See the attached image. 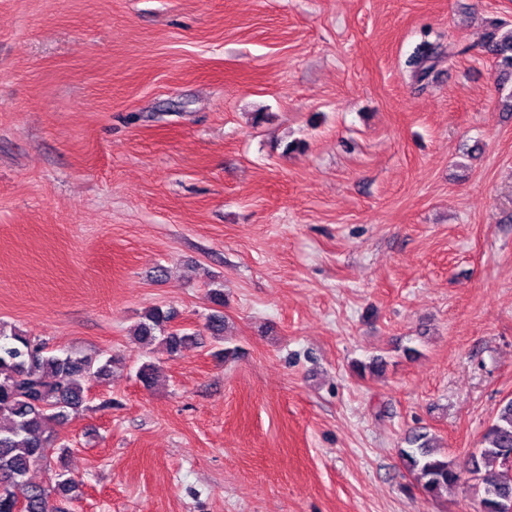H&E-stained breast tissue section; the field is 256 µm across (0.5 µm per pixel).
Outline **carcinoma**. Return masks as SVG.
Listing matches in <instances>:
<instances>
[{"mask_svg":"<svg viewBox=\"0 0 512 512\" xmlns=\"http://www.w3.org/2000/svg\"><path fill=\"white\" fill-rule=\"evenodd\" d=\"M481 48L498 66L497 81H512V28L492 21ZM433 51L419 47L411 63L419 76L431 68ZM172 313L155 307L133 331L134 338L150 344L159 341L175 354L192 335L168 328ZM112 360L71 353L55 354L46 343L16 329L0 330V512H13L22 503L23 512H52L45 489L28 480L30 469L46 459L51 441L47 424L63 421L80 410L84 384L110 375ZM400 454L422 493L437 496L457 486L463 474L483 484L480 512H505L512 503V400L501 405L483 435V447L470 453L464 466L439 453L425 432L407 438ZM78 483L59 473L55 491L73 499Z\"/></svg>","mask_w":512,"mask_h":512,"instance_id":"1","label":"carcinoma"}]
</instances>
